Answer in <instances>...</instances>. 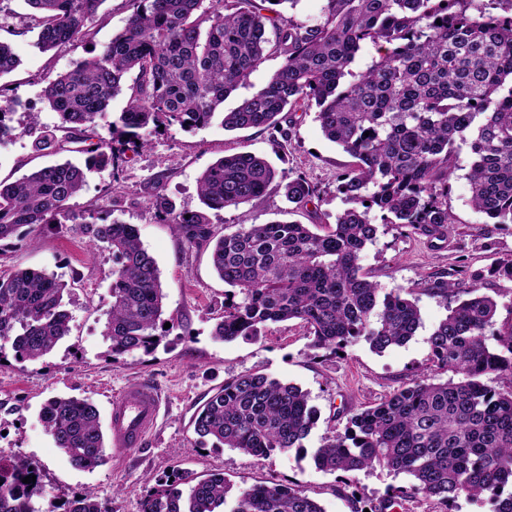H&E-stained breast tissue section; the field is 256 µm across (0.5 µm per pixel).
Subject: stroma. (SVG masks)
Instances as JSON below:
<instances>
[{"label":"stroma","mask_w":512,"mask_h":512,"mask_svg":"<svg viewBox=\"0 0 512 512\" xmlns=\"http://www.w3.org/2000/svg\"><path fill=\"white\" fill-rule=\"evenodd\" d=\"M27 12L24 0H0L5 17L0 40L11 43L20 59L15 71L0 78V109L20 123L26 113H38L51 128L59 119L42 97L46 78L71 69L110 42L124 28L131 9L127 0H104L87 36L45 53L26 29ZM281 125L277 135L260 128L228 131L217 118L189 132L158 130L120 175L108 168L92 173L86 190L70 202L71 217L32 229L29 239L0 242V272L32 268L57 275L68 285L64 300L72 316L70 336L39 362H17L10 346L0 347V456L21 455L38 465L53 500L89 492L110 512H139L146 478L176 470L200 477L220 472L242 488L261 483L296 486L323 512H354L358 507L369 512L386 503L392 504V512H490L485 500L463 495L445 505L420 496L400 499L396 492L411 484L409 475L381 468L326 473L311 459L324 438L343 431L344 408L378 402L426 370V339L448 313L447 300L431 291L435 282L477 285L497 300L498 322H512V283L490 273L496 261L512 256V224L488 223L472 208L467 153H460L459 169L448 187L452 224L447 237L438 240L382 224L362 255L364 273L385 291L400 288L416 300L421 325L407 343L380 353L362 339L340 353L314 350L297 320L266 325L252 338L213 339V327L224 313L226 286L212 267L210 248L182 242L170 224L155 216L151 200L160 192L177 210L198 209L201 173L223 156L249 151L290 175L305 176L319 197L298 208L274 183L246 205L213 212L214 232L223 234L243 218L252 224L289 221L328 231L346 207L336 178L353 159L324 137L315 110L298 107L283 113ZM67 159L79 163L84 155L71 150L39 156L30 138L21 134L0 147V180L12 181L33 168ZM88 213L135 225L159 266L169 327L164 346L153 353L139 352L117 362L108 353L102 327L111 301L112 256L90 250L86 238L72 230V216ZM253 370L308 392L319 418L304 451L258 459L214 447L196 435L192 420L197 407L226 379ZM137 382L161 394L156 425L143 445L126 451L109 448V462L92 470L72 467L40 421L44 401L72 395L87 399L105 416L113 397Z\"/></svg>","instance_id":"1"}]
</instances>
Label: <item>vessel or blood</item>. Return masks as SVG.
I'll list each match as a JSON object with an SVG mask.
<instances>
[{
	"label": "vessel or blood",
	"mask_w": 512,
	"mask_h": 512,
	"mask_svg": "<svg viewBox=\"0 0 512 512\" xmlns=\"http://www.w3.org/2000/svg\"><path fill=\"white\" fill-rule=\"evenodd\" d=\"M160 396L152 386L140 383L121 392L112 402V445L138 447L153 430Z\"/></svg>",
	"instance_id": "b4317fda"
}]
</instances>
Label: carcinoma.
I'll return each instance as SVG.
<instances>
[{"instance_id": "1", "label": "carcinoma", "mask_w": 512, "mask_h": 512, "mask_svg": "<svg viewBox=\"0 0 512 512\" xmlns=\"http://www.w3.org/2000/svg\"><path fill=\"white\" fill-rule=\"evenodd\" d=\"M104 0H25L28 29L44 52L86 34ZM298 0H133L123 30L91 56L47 80L43 96L64 128L85 132L84 166L67 160L0 181V241L24 227L51 224L87 184V173L119 171L158 129L208 124L224 99L266 60L282 65L266 87L230 112L226 130H278V116L302 103L316 107L320 128L356 159L337 179L347 204L321 234L306 224H249L217 237L209 211L237 208L272 183L288 201L317 195L305 178L278 171L251 152L226 155L198 179L204 208L178 211L157 195L153 208L190 245L213 242L211 262L224 284V315L213 336L230 342L269 324L297 319L314 349H343L363 338L381 352L415 335L420 312L403 291L381 293L361 273L360 257L377 234L376 219L443 238L451 218L448 180L456 152L471 158L472 206L495 224H512V0H490L500 12H470L473 0H326L322 17L300 24L279 7ZM441 23H436V20ZM378 59L351 71L367 45ZM19 60L0 41V78ZM137 72L126 108L103 137L96 119ZM27 114L24 132L38 151L61 148ZM93 250L112 254V303L102 336L112 361L162 342L164 299L155 258L132 224H76ZM67 284L32 269L0 273V347L36 362L71 332ZM454 298L427 339L432 372L379 402L350 410L344 431L312 454L325 472L379 467L413 478L400 498L421 495L448 503L464 494L512 512V323L494 329L496 299L476 285L439 282ZM447 373L445 380L437 375ZM502 379L494 387L490 379ZM40 417L54 444L77 469L107 461L96 406L53 396ZM317 423L309 394L260 371L224 381L194 419V431L217 448L259 459L301 451ZM36 476L26 484L23 478ZM189 486L183 495L180 486ZM39 469L19 456L0 457V512H108L92 494L49 502ZM140 512H322L302 490L280 484L233 488L222 474L198 479L186 471L154 480Z\"/></svg>"}]
</instances>
